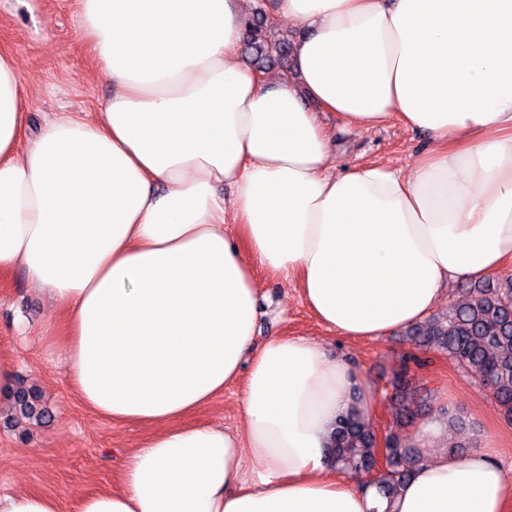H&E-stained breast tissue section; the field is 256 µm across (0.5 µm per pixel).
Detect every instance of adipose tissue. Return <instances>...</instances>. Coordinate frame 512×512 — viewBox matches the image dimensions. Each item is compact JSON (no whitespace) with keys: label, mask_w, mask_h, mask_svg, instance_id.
<instances>
[{"label":"adipose tissue","mask_w":512,"mask_h":512,"mask_svg":"<svg viewBox=\"0 0 512 512\" xmlns=\"http://www.w3.org/2000/svg\"><path fill=\"white\" fill-rule=\"evenodd\" d=\"M79 4L112 85L98 116L19 149L24 64L0 50V275L59 310L39 342L83 406L151 429L75 512H384L328 463L369 386L313 339L255 345L258 278L364 338L512 264V0H277L309 29L294 81L241 64L245 0ZM321 111L398 119L429 147L340 171ZM241 378V427L194 421ZM445 431L439 413L415 434L395 512H505L492 442L458 457Z\"/></svg>","instance_id":"ef3b65f1"}]
</instances>
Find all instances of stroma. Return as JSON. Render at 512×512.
Instances as JSON below:
<instances>
[{
  "label": "stroma",
  "instance_id": "obj_1",
  "mask_svg": "<svg viewBox=\"0 0 512 512\" xmlns=\"http://www.w3.org/2000/svg\"><path fill=\"white\" fill-rule=\"evenodd\" d=\"M0 48L25 62L24 83L35 96L24 107L26 121L38 128L58 112H96L112 95L101 79L81 25L77 0H0ZM319 120L332 139L336 165L345 168L378 161L407 168L412 157L429 146L427 137L393 120L368 129L347 127L333 112ZM56 311L29 288L24 274L14 271L0 279V353L19 361L20 375L40 389L52 418L27 428L11 427L0 418V495L19 489L51 492L72 512L75 499L86 492L115 485L123 457L147 433L145 427L115 424L84 408L63 372L47 351L31 344ZM28 323L27 336L13 327L16 316ZM273 336H306L331 355L361 369L374 394L367 414L380 433H387L395 414L392 382L411 347L405 336L351 339L327 332L300 299L295 288L277 279L261 278L257 296L256 342ZM417 394L414 405L429 417L439 405L475 422V431L448 433L453 446L487 435L498 444L496 458L512 468V416L495 403L486 381L469 374L447 356L427 354L412 369Z\"/></svg>",
  "mask_w": 512,
  "mask_h": 512
}]
</instances>
